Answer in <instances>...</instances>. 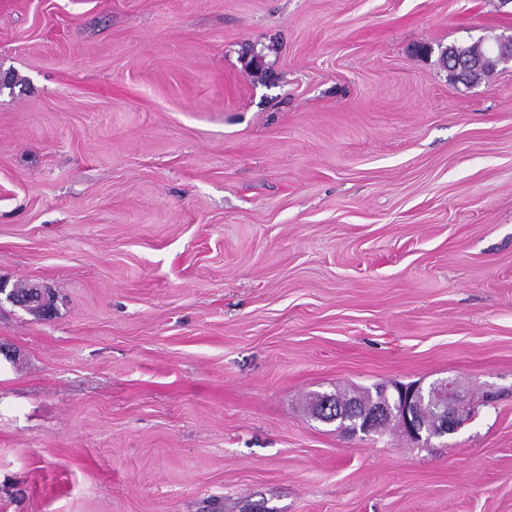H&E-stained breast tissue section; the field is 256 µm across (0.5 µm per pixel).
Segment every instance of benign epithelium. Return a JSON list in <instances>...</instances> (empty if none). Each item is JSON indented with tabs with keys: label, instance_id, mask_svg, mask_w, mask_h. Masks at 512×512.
<instances>
[{
	"label": "benign epithelium",
	"instance_id": "benign-epithelium-1",
	"mask_svg": "<svg viewBox=\"0 0 512 512\" xmlns=\"http://www.w3.org/2000/svg\"><path fill=\"white\" fill-rule=\"evenodd\" d=\"M512 58L502 52L489 50L487 54L466 62L475 68H495ZM320 402L312 409L313 418L342 424L350 436L380 435L391 423L416 442H426L456 431L462 424L464 397L458 384L442 379L425 388L415 382L393 383L378 388V396L360 405L356 397L347 395L343 402L330 394L319 395Z\"/></svg>",
	"mask_w": 512,
	"mask_h": 512
}]
</instances>
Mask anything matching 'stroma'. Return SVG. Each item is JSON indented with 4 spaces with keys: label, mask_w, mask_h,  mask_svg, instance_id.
I'll list each match as a JSON object with an SVG mask.
<instances>
[{
    "label": "stroma",
    "mask_w": 512,
    "mask_h": 512,
    "mask_svg": "<svg viewBox=\"0 0 512 512\" xmlns=\"http://www.w3.org/2000/svg\"><path fill=\"white\" fill-rule=\"evenodd\" d=\"M512 0H0V512H512ZM453 378L423 446L311 417ZM483 48L484 47L482 45H477L466 50L448 47L442 52L441 57L444 64L448 67V69L451 72L456 73L459 76L468 77V82H471L481 78L482 76H485L486 74H489L490 72H492L493 69H485L482 71V73L472 75L471 70H464L461 65L458 67V62L456 60H453L454 53L460 55L474 54L480 52Z\"/></svg>",
    "instance_id": "obj_1"
}]
</instances>
